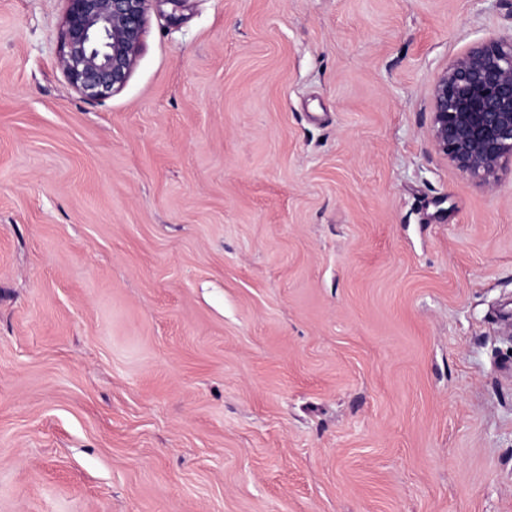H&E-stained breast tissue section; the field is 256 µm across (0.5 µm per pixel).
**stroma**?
I'll list each match as a JSON object with an SVG mask.
<instances>
[{
	"label": "stroma",
	"mask_w": 512,
	"mask_h": 512,
	"mask_svg": "<svg viewBox=\"0 0 512 512\" xmlns=\"http://www.w3.org/2000/svg\"><path fill=\"white\" fill-rule=\"evenodd\" d=\"M0 0V512H512V169L430 140L512 0H153L126 86Z\"/></svg>",
	"instance_id": "1"
}]
</instances>
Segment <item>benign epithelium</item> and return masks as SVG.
Here are the masks:
<instances>
[{
	"label": "benign epithelium",
	"instance_id": "1",
	"mask_svg": "<svg viewBox=\"0 0 512 512\" xmlns=\"http://www.w3.org/2000/svg\"><path fill=\"white\" fill-rule=\"evenodd\" d=\"M58 65L87 100L129 80L153 0H66ZM430 139L462 173L491 188L512 163V36L470 48L437 76Z\"/></svg>",
	"mask_w": 512,
	"mask_h": 512
}]
</instances>
